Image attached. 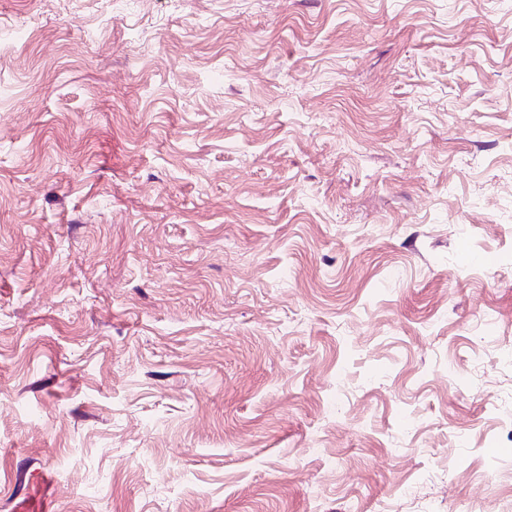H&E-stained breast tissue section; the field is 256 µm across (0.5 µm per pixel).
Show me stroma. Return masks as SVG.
Masks as SVG:
<instances>
[{"label":"stroma","mask_w":512,"mask_h":512,"mask_svg":"<svg viewBox=\"0 0 512 512\" xmlns=\"http://www.w3.org/2000/svg\"><path fill=\"white\" fill-rule=\"evenodd\" d=\"M512 512V0H0V512Z\"/></svg>","instance_id":"35a3bbf8"}]
</instances>
